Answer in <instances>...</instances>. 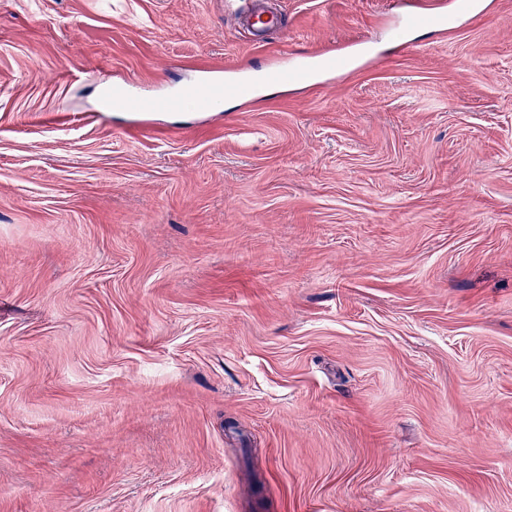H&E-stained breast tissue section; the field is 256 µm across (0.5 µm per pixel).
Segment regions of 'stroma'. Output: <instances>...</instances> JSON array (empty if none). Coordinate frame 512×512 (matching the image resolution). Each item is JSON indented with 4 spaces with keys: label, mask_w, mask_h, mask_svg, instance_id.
<instances>
[{
    "label": "stroma",
    "mask_w": 512,
    "mask_h": 512,
    "mask_svg": "<svg viewBox=\"0 0 512 512\" xmlns=\"http://www.w3.org/2000/svg\"><path fill=\"white\" fill-rule=\"evenodd\" d=\"M408 2L0 0V512H512V0ZM432 20L442 26L448 25V17L444 14L441 6L437 2L432 3L420 13H413L407 17L403 27H397L390 32V39L396 43L398 47L406 48L411 46V42L407 39V28L416 25L421 20ZM248 82L240 79L211 80L189 84L178 92L160 98L145 100L141 107L145 111L183 112L189 108L216 110L225 99L240 98L250 93Z\"/></svg>",
    "instance_id": "35a3bbf8"
}]
</instances>
